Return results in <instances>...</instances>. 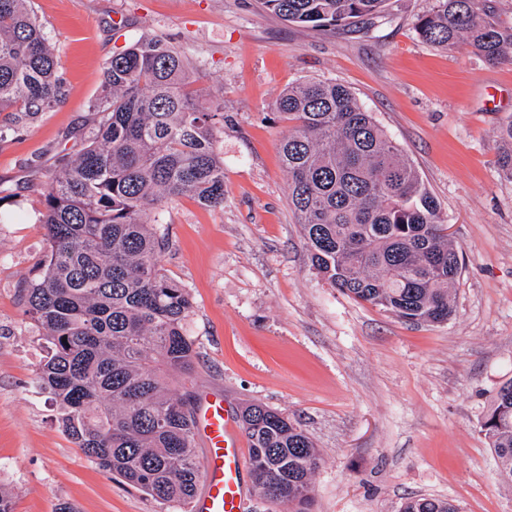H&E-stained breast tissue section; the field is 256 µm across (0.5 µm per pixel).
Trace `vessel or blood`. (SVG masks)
<instances>
[{
	"mask_svg": "<svg viewBox=\"0 0 512 512\" xmlns=\"http://www.w3.org/2000/svg\"><path fill=\"white\" fill-rule=\"evenodd\" d=\"M236 427L223 399L205 398L196 414V433L205 446L204 488L193 512H243L245 458Z\"/></svg>",
	"mask_w": 512,
	"mask_h": 512,
	"instance_id": "vessel-or-blood-1",
	"label": "vessel or blood"
}]
</instances>
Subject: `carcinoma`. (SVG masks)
Wrapping results in <instances>:
<instances>
[{"mask_svg":"<svg viewBox=\"0 0 512 512\" xmlns=\"http://www.w3.org/2000/svg\"><path fill=\"white\" fill-rule=\"evenodd\" d=\"M386 0H264L308 27L362 20ZM420 37L453 49L468 43L492 63L512 59V28L479 0H434ZM185 57L162 38L138 40L107 62L103 114L89 144L55 172L38 223L46 250L25 289V315L49 349L37 382L58 423L85 457L151 498L185 503L202 478L191 395L169 388L194 370L185 325L188 290L165 275L169 234L155 211L189 196L224 207V162L216 154L224 104L191 98ZM66 81L27 0H0V141L60 107ZM274 107L291 123L279 153L289 206L312 269L332 288L410 322L452 315L458 248L418 171L344 86L308 80ZM497 137L512 176V119ZM496 393L482 430L499 476L512 483V380ZM239 420L256 489L292 512H309L320 455L301 426L248 404ZM400 512H458L447 500L412 498Z\"/></svg>","mask_w":512,"mask_h":512,"instance_id":"cac0c4a2","label":"carcinoma"}]
</instances>
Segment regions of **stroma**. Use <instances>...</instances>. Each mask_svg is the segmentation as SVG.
Instances as JSON below:
<instances>
[{
    "mask_svg": "<svg viewBox=\"0 0 512 512\" xmlns=\"http://www.w3.org/2000/svg\"><path fill=\"white\" fill-rule=\"evenodd\" d=\"M67 80L63 105L0 141V489L15 512H191L112 480L57 423L36 381L45 355L23 290L44 251L35 222L51 173L101 121L104 67L142 37L190 62L224 105L216 151L224 205L190 197L158 213L167 276L194 300L197 366L172 392L262 403L299 422L321 454L311 512H399L412 497L512 512L480 428L512 380V176L497 131L512 118V61L423 42L434 0H387L365 24L283 21L261 0H29ZM348 88L408 156L461 255L454 312L413 324L327 285L307 259L278 153L276 96L307 80Z\"/></svg>",
    "mask_w": 512,
    "mask_h": 512,
    "instance_id": "35a3bbf8",
    "label": "stroma"
}]
</instances>
